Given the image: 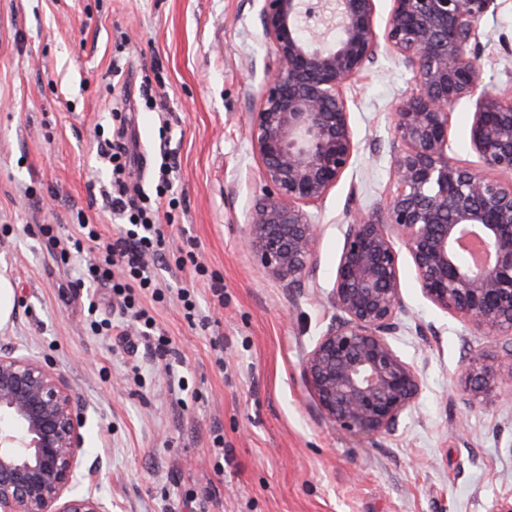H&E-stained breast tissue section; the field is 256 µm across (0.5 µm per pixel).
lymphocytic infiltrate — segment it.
I'll list each match as a JSON object with an SVG mask.
<instances>
[{
    "label": "lymphocytic infiltrate",
    "mask_w": 512,
    "mask_h": 512,
    "mask_svg": "<svg viewBox=\"0 0 512 512\" xmlns=\"http://www.w3.org/2000/svg\"><path fill=\"white\" fill-rule=\"evenodd\" d=\"M114 130L112 139L105 144V152L112 166V183L109 194L113 210L128 214L131 228L125 235L115 239L102 236L97 225L81 223L72 233L59 237L53 225L46 224L42 233L50 248L58 250L61 257L71 254H91L95 263L88 268V279L103 284L121 297L125 308L134 310L137 319L151 328L155 320L145 310L139 309L136 294L154 287L155 275L147 258L164 251L165 238L160 231L159 206L139 204L123 175L133 153L125 140L127 116L116 112L112 115Z\"/></svg>",
    "instance_id": "obj_1"
}]
</instances>
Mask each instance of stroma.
I'll list each match as a JSON object with an SVG mask.
<instances>
[{
	"instance_id": "35a3bbf8",
	"label": "stroma",
	"mask_w": 512,
	"mask_h": 512,
	"mask_svg": "<svg viewBox=\"0 0 512 512\" xmlns=\"http://www.w3.org/2000/svg\"><path fill=\"white\" fill-rule=\"evenodd\" d=\"M260 0H0V275L14 309L0 348L35 357L67 380L85 424L83 480L112 512H493L512 496V389L466 407L458 381L489 340L422 295L400 254L401 328L389 342L418 372L419 398L389 434L329 423L304 378L308 353L335 319L330 301L343 229L395 190L393 108L413 74L380 49L344 90L358 143L353 164L307 213L319 224L313 287L261 275L246 247L249 211L265 184L248 127L276 68ZM475 63L512 93V0L479 25ZM475 104L449 116L450 158L477 168ZM131 117L129 185H166L172 219L154 271L161 299L140 301L173 352L156 358L118 299L89 285L90 255L55 259L40 232L86 218L124 235L96 129ZM193 252L223 296L175 259ZM194 286L198 323L180 288ZM113 321L107 334L97 323Z\"/></svg>"
}]
</instances>
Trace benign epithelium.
<instances>
[{
    "mask_svg": "<svg viewBox=\"0 0 512 512\" xmlns=\"http://www.w3.org/2000/svg\"><path fill=\"white\" fill-rule=\"evenodd\" d=\"M494 0H393L387 49L413 73L414 91L394 108L401 149L396 190L382 210L355 212L343 231L331 300L336 321L305 364L324 417L345 432L391 433L421 391L418 372L388 341L403 304L399 251L423 296L498 342L512 359V95L489 89L471 43ZM375 0H262L263 32L277 67L266 80L249 140L265 193L248 214L245 241L264 273L299 285L313 269L319 225L304 207L321 203L352 165L358 144L342 90L375 58ZM475 101L469 131L483 165L448 156L449 116ZM477 237L487 262L462 241ZM512 386V362L472 356L460 387L492 403ZM83 421L66 379L40 360L0 349V512H111L74 491L84 462Z\"/></svg>",
    "mask_w": 512,
    "mask_h": 512,
    "instance_id": "7a95c632",
    "label": "benign epithelium"
}]
</instances>
